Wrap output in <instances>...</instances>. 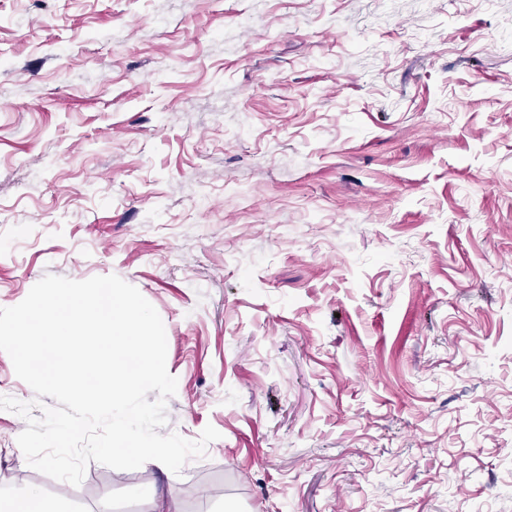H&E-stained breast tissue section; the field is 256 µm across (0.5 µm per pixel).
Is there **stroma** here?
<instances>
[{"label":"stroma","mask_w":512,"mask_h":512,"mask_svg":"<svg viewBox=\"0 0 512 512\" xmlns=\"http://www.w3.org/2000/svg\"><path fill=\"white\" fill-rule=\"evenodd\" d=\"M0 307H155L181 473L70 512H512V0H0Z\"/></svg>","instance_id":"35a3bbf8"}]
</instances>
